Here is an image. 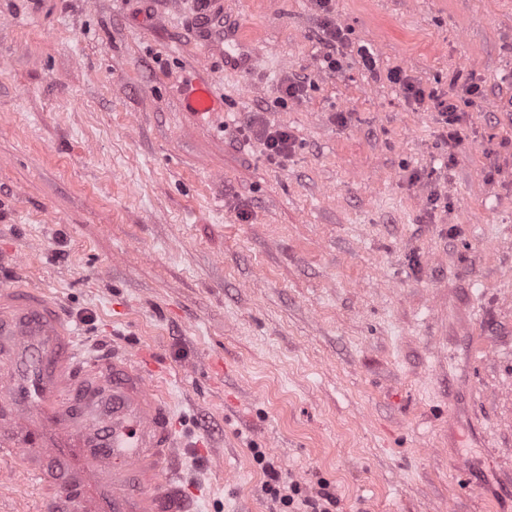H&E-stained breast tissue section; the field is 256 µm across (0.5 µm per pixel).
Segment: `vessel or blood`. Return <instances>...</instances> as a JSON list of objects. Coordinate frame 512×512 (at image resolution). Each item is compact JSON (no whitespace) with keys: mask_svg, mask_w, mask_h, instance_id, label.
Returning <instances> with one entry per match:
<instances>
[{"mask_svg":"<svg viewBox=\"0 0 512 512\" xmlns=\"http://www.w3.org/2000/svg\"><path fill=\"white\" fill-rule=\"evenodd\" d=\"M209 49L249 70L256 51L240 23L209 0ZM197 118L224 109L210 82L180 91ZM58 305L32 287L0 288V465L21 461L39 512H168L182 487L170 412L142 355H81Z\"/></svg>","mask_w":512,"mask_h":512,"instance_id":"obj_1","label":"vessel or blood"}]
</instances>
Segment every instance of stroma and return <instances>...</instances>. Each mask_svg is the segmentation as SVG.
Here are the masks:
<instances>
[{
	"label": "stroma",
	"mask_w": 512,
	"mask_h": 512,
	"mask_svg": "<svg viewBox=\"0 0 512 512\" xmlns=\"http://www.w3.org/2000/svg\"><path fill=\"white\" fill-rule=\"evenodd\" d=\"M197 5L0 0V287L45 289L93 354L147 351L181 512H275L257 448L336 512H512V0H224L251 73ZM396 66L481 85L456 151ZM198 77L223 115L184 111ZM257 112L284 163L241 137ZM209 10L201 18L202 37L209 49L224 55V66L240 71L249 70L255 63L256 51L240 23L224 12L222 0H209ZM226 46L231 50H227ZM345 39V33L343 29L336 26L335 23L331 22L328 18L324 21L322 26V35L319 41L327 46L328 51L323 53L321 64L322 68L336 72L342 69L339 53H336V44L343 42ZM388 80L398 85L406 95L409 100H412L414 104L420 105L423 104L426 98V93L420 82H418L411 75L407 74V72L400 68L394 67L387 73ZM243 134L247 137L253 134L263 139L268 155L272 159H287L294 145L287 129L268 126L259 118H254L246 128H243Z\"/></svg>",
	"instance_id": "obj_1"
}]
</instances>
